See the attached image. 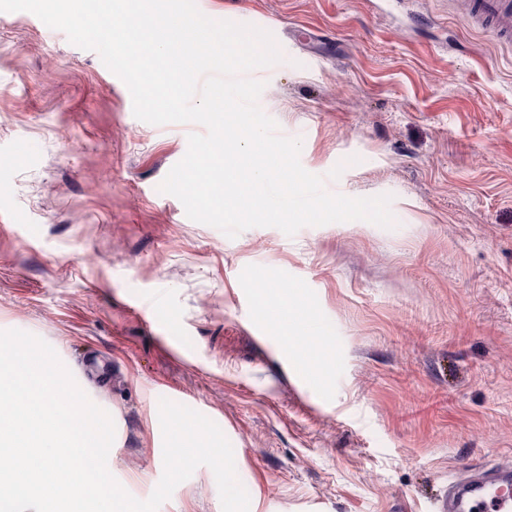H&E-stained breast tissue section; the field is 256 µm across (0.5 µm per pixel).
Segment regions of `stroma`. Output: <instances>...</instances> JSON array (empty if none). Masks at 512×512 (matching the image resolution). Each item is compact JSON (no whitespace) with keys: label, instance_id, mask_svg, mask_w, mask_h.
Instances as JSON below:
<instances>
[{"label":"stroma","instance_id":"stroma-1","mask_svg":"<svg viewBox=\"0 0 512 512\" xmlns=\"http://www.w3.org/2000/svg\"><path fill=\"white\" fill-rule=\"evenodd\" d=\"M272 32L259 107L332 194L396 225L189 219L159 186L198 123L152 125L98 53L0 12V330L48 343L115 438L134 498L160 481L166 398L213 420L256 512H432L512 458V49L455 0H207ZM264 267L332 338L303 365L250 306ZM159 512H222L205 465Z\"/></svg>","mask_w":512,"mask_h":512}]
</instances>
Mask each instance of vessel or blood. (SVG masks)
Returning <instances> with one entry per match:
<instances>
[{
  "label": "vessel or blood",
  "instance_id": "b4317fda",
  "mask_svg": "<svg viewBox=\"0 0 512 512\" xmlns=\"http://www.w3.org/2000/svg\"><path fill=\"white\" fill-rule=\"evenodd\" d=\"M468 13L477 29L512 47V0H468ZM436 512H512V460L452 481L438 499Z\"/></svg>",
  "mask_w": 512,
  "mask_h": 512
}]
</instances>
